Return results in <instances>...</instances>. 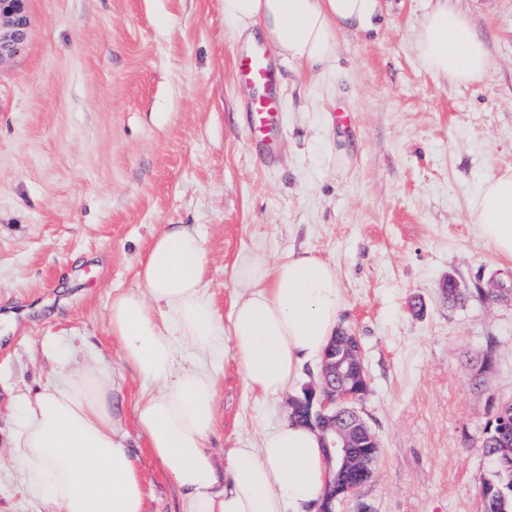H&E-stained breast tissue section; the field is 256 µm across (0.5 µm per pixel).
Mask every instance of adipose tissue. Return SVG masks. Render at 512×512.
Wrapping results in <instances>:
<instances>
[{"label":"adipose tissue","mask_w":512,"mask_h":512,"mask_svg":"<svg viewBox=\"0 0 512 512\" xmlns=\"http://www.w3.org/2000/svg\"><path fill=\"white\" fill-rule=\"evenodd\" d=\"M378 0H224L238 40H262L275 54L317 69L338 53V31L370 29ZM422 68L460 84L481 82L491 60L465 16L448 6L428 13L414 33ZM480 239L512 258V170L484 181L472 203ZM205 237L173 224L153 240L141 287L113 297L109 332L120 359L151 384L136 423L152 456L168 471L183 512H313L334 477L321 435L296 420L265 433L259 447L236 448L217 468L207 442L218 381L204 369L232 340L246 388L266 398L286 390L305 363L320 358L335 333L342 297L334 268L309 253L270 261L243 256V290L224 324L204 285ZM195 364L178 366L182 348ZM16 403L15 461L49 512H146L145 487L112 409V366H67Z\"/></svg>","instance_id":"adipose-tissue-1"}]
</instances>
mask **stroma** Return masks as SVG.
<instances>
[{"mask_svg": "<svg viewBox=\"0 0 512 512\" xmlns=\"http://www.w3.org/2000/svg\"><path fill=\"white\" fill-rule=\"evenodd\" d=\"M448 4L487 46L481 83L421 67L412 32L437 0H380L376 30L338 32L329 66L278 61L279 128L261 144L224 0H28L26 47L0 63V512H46L8 440L15 400L52 374L51 343L111 362L146 512H182L136 427L146 386L108 331L113 296L136 288L168 224L206 237L204 282L225 316L246 254L308 251L335 269L339 325L359 336L370 382L358 408L380 445L335 512H483L482 441L512 401V260L477 236L471 203L512 170V0ZM210 369L220 465L286 422L318 375L305 364L258 400L229 340Z\"/></svg>", "mask_w": 512, "mask_h": 512, "instance_id": "1", "label": "stroma"}]
</instances>
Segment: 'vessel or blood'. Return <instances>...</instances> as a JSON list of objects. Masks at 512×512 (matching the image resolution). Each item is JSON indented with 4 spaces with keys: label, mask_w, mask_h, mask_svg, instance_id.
Returning a JSON list of instances; mask_svg holds the SVG:
<instances>
[{
    "label": "vessel or blood",
    "mask_w": 512,
    "mask_h": 512,
    "mask_svg": "<svg viewBox=\"0 0 512 512\" xmlns=\"http://www.w3.org/2000/svg\"><path fill=\"white\" fill-rule=\"evenodd\" d=\"M237 68L244 83L260 85L266 90L265 95L248 99L245 104L250 133L254 135L266 133L278 110L275 68L272 59L267 51L258 49L242 57Z\"/></svg>",
    "instance_id": "1"
}]
</instances>
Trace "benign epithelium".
I'll use <instances>...</instances> for the list:
<instances>
[{
  "label": "benign epithelium",
  "instance_id": "obj_1",
  "mask_svg": "<svg viewBox=\"0 0 512 512\" xmlns=\"http://www.w3.org/2000/svg\"><path fill=\"white\" fill-rule=\"evenodd\" d=\"M29 18L26 0H0V63L18 55L24 47ZM368 383L360 340L349 333L331 341L323 355L317 386L306 389L303 397L291 401V415L302 418L320 431L329 461L339 464L338 473L350 475L342 490L343 497L355 495L365 484L362 476L372 462L353 453L357 441L365 448L378 442L355 404L361 390L347 380Z\"/></svg>",
  "mask_w": 512,
  "mask_h": 512
}]
</instances>
